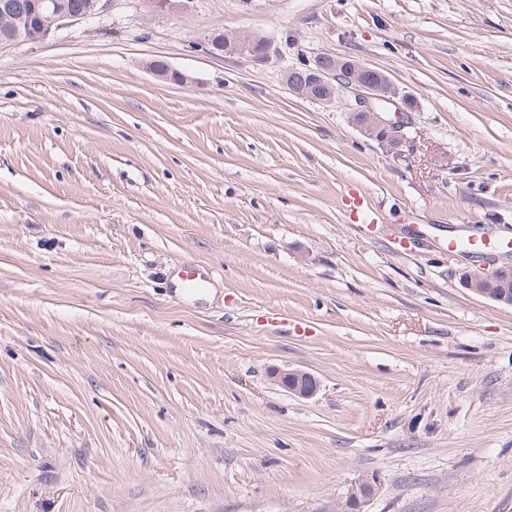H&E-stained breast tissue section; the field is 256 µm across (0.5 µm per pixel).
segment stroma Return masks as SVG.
Instances as JSON below:
<instances>
[{"label": "stroma", "instance_id": "stroma-1", "mask_svg": "<svg viewBox=\"0 0 512 512\" xmlns=\"http://www.w3.org/2000/svg\"><path fill=\"white\" fill-rule=\"evenodd\" d=\"M322 53L412 95L409 158L289 91ZM485 234L512 241V0H107L0 43V512H328L371 475L364 512H512V307L443 249ZM219 34V42L224 47L215 44L214 37ZM203 45L208 53L214 57H224V52L232 56L245 58L255 66L265 65L273 54V44L268 37L252 34L238 33L226 34L224 31H213L202 38ZM146 68L156 78L175 84H184L187 82V76L181 71L173 68L167 61L154 59L146 64ZM180 290L189 295L199 294L210 284V277L202 272L197 265L185 267L178 272ZM272 381L299 398H309L319 390V380L310 372L301 369H274Z\"/></svg>", "mask_w": 512, "mask_h": 512}]
</instances>
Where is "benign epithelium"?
<instances>
[{"label": "benign epithelium", "instance_id": "1", "mask_svg": "<svg viewBox=\"0 0 512 512\" xmlns=\"http://www.w3.org/2000/svg\"><path fill=\"white\" fill-rule=\"evenodd\" d=\"M104 7L103 0H88L78 12L70 10L62 0H31L24 8L16 0H0V33L12 38L27 37L39 42L76 23L97 18ZM208 53L238 56L255 66L265 65L273 54V44L265 36L252 33L226 34L210 32L202 38ZM146 68L156 78L175 84L187 82V76L167 61L154 59ZM288 89L295 95L322 104L336 101L340 91L351 93L348 104L349 122L366 138L380 136L385 150L393 157L406 158L416 147L408 137L412 127L411 111L415 102L400 92L380 70L347 57L323 53L308 62L291 66L285 73ZM402 98L403 107L391 112L389 106ZM512 276V263L491 264L476 273L471 269L462 274V284L471 292L493 302L512 307V292H490L483 283L496 277ZM272 381L299 398H309L319 390V380L301 369H274ZM379 482L366 477L354 483L344 500L330 512H363L364 504L376 493Z\"/></svg>", "mask_w": 512, "mask_h": 512}]
</instances>
